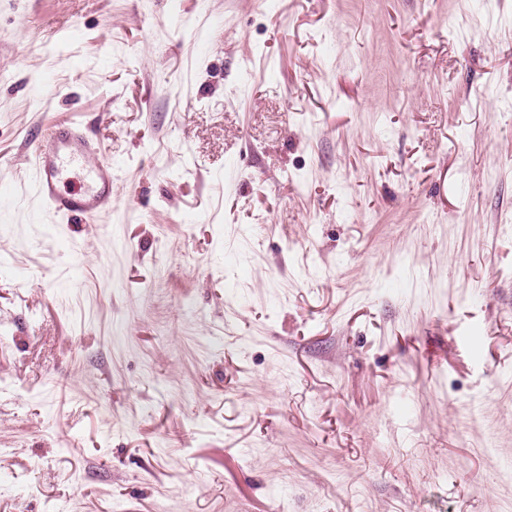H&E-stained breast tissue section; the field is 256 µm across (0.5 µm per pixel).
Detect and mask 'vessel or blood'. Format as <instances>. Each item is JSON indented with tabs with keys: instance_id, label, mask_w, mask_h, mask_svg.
Wrapping results in <instances>:
<instances>
[{
	"instance_id": "1",
	"label": "vessel or blood",
	"mask_w": 512,
	"mask_h": 512,
	"mask_svg": "<svg viewBox=\"0 0 512 512\" xmlns=\"http://www.w3.org/2000/svg\"><path fill=\"white\" fill-rule=\"evenodd\" d=\"M97 153L96 144L76 123L60 119L51 125L48 135L35 144L27 166L43 210L65 221L112 210L113 167L111 162L98 159ZM73 166L88 169L89 187L78 196L59 189L64 169Z\"/></svg>"
}]
</instances>
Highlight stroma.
I'll list each match as a JSON object with an SVG mask.
<instances>
[{"instance_id": "35a3bbf8", "label": "stroma", "mask_w": 512, "mask_h": 512, "mask_svg": "<svg viewBox=\"0 0 512 512\" xmlns=\"http://www.w3.org/2000/svg\"><path fill=\"white\" fill-rule=\"evenodd\" d=\"M0 158V512H512V0H0ZM38 141L28 161L36 198L43 210L69 223L75 217L88 218L112 211V163L97 160L98 147L74 122L60 119ZM85 166L89 187L80 196L66 195L59 189L65 168Z\"/></svg>"}]
</instances>
